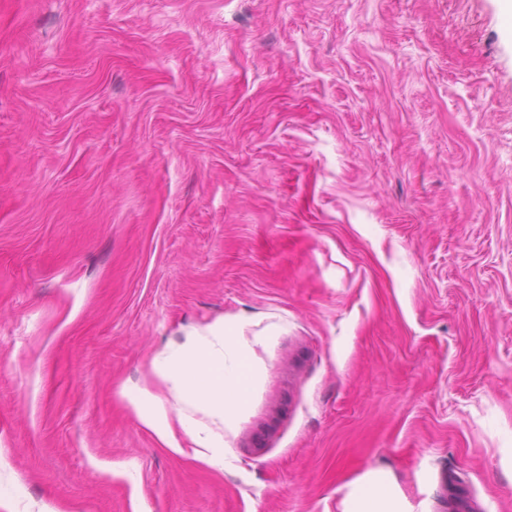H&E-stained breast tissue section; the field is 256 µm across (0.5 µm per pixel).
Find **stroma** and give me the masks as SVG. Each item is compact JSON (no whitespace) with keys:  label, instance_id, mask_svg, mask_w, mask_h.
<instances>
[{"label":"stroma","instance_id":"stroma-1","mask_svg":"<svg viewBox=\"0 0 512 512\" xmlns=\"http://www.w3.org/2000/svg\"><path fill=\"white\" fill-rule=\"evenodd\" d=\"M222 322L211 431L154 357ZM512 512L502 0H0V512ZM224 323L168 345L153 360L156 372L168 381L184 409L177 421L185 436L216 466L224 465L220 446L201 428L194 415L231 417L245 402L253 367L237 348ZM121 395L145 426L158 433L162 439L172 434V426L165 407L148 389L122 388ZM354 510L359 512H397L398 508L387 485L376 481L363 486Z\"/></svg>","mask_w":512,"mask_h":512}]
</instances>
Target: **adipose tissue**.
Listing matches in <instances>:
<instances>
[{
  "label": "adipose tissue",
  "instance_id": "adipose-tissue-1",
  "mask_svg": "<svg viewBox=\"0 0 512 512\" xmlns=\"http://www.w3.org/2000/svg\"><path fill=\"white\" fill-rule=\"evenodd\" d=\"M156 372L168 381L182 404L176 419H169L157 397L145 388L122 389L121 394L139 420L160 437L180 426L195 447L205 449L209 460L223 465L219 445L201 427V417L226 419L245 402L253 367L237 348L231 331L218 324L172 344L153 360Z\"/></svg>",
  "mask_w": 512,
  "mask_h": 512
}]
</instances>
